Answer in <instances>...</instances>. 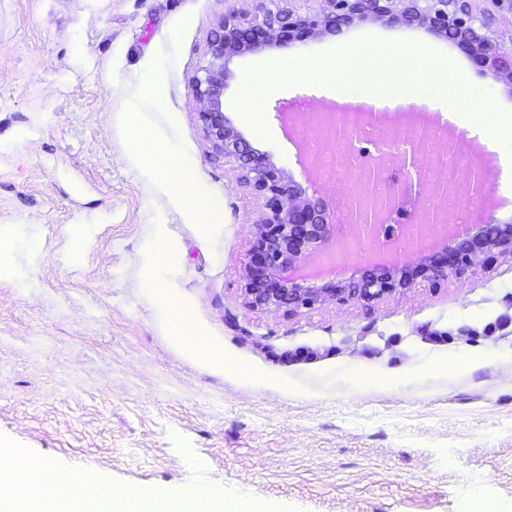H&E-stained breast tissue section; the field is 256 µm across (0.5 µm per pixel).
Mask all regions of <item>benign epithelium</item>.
Instances as JSON below:
<instances>
[{"label": "benign epithelium", "instance_id": "1", "mask_svg": "<svg viewBox=\"0 0 512 512\" xmlns=\"http://www.w3.org/2000/svg\"><path fill=\"white\" fill-rule=\"evenodd\" d=\"M251 2L249 15L224 14L208 39L206 60L190 82L205 137L224 162L234 165L241 184L263 201L251 244L256 262L245 269L240 284L250 306L294 315L327 304L369 303L410 287L407 269L412 266L422 270L428 287L437 288L450 277L512 258V225L504 227L488 213L482 184L472 173L462 187L479 203L478 222L453 226L440 239L435 224L377 223L372 237L380 251L393 246L390 261L341 285L324 275L304 277L301 271L330 256L347 237L321 201L309 194L311 180L301 183L285 173L224 119V86L232 58L265 47H288L366 21L416 24L455 41L484 71L512 87V33H504L493 14L480 10L477 0H320L319 7L304 12L296 6L298 0ZM373 176L395 208L410 203L422 211L421 195H412L383 171Z\"/></svg>", "mask_w": 512, "mask_h": 512}]
</instances>
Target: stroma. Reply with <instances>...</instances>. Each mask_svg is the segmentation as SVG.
Segmentation results:
<instances>
[{
  "label": "stroma",
  "instance_id": "obj_1",
  "mask_svg": "<svg viewBox=\"0 0 512 512\" xmlns=\"http://www.w3.org/2000/svg\"><path fill=\"white\" fill-rule=\"evenodd\" d=\"M243 0H0V445L131 491L210 488L262 512H512V260L438 288L288 316L247 305L261 203L214 157L189 81ZM423 48L468 105L512 88L416 25L364 22L233 58L224 115L302 176L280 111L358 103L355 81L297 71L349 47ZM267 91L253 121L245 85ZM190 167L205 224L141 176L127 112ZM165 225L164 288L142 247ZM83 228L86 242L71 231ZM173 304L227 369L172 338ZM486 362L451 374L442 362Z\"/></svg>",
  "mask_w": 512,
  "mask_h": 512
}]
</instances>
